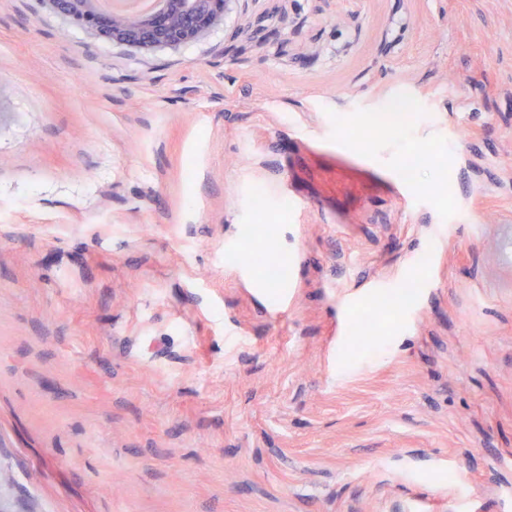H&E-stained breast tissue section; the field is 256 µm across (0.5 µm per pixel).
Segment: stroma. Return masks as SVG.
I'll return each mask as SVG.
<instances>
[{"mask_svg": "<svg viewBox=\"0 0 512 512\" xmlns=\"http://www.w3.org/2000/svg\"><path fill=\"white\" fill-rule=\"evenodd\" d=\"M417 502L512 512V0H234L151 50L0 0V512Z\"/></svg>", "mask_w": 512, "mask_h": 512, "instance_id": "35a3bbf8", "label": "stroma"}]
</instances>
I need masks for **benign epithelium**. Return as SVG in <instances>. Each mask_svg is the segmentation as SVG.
<instances>
[{
  "instance_id": "7a95c632",
  "label": "benign epithelium",
  "mask_w": 512,
  "mask_h": 512,
  "mask_svg": "<svg viewBox=\"0 0 512 512\" xmlns=\"http://www.w3.org/2000/svg\"><path fill=\"white\" fill-rule=\"evenodd\" d=\"M73 23L112 42L137 49L177 47L195 42L224 23L233 0H165L152 16L128 12L102 14L96 0H47Z\"/></svg>"
}]
</instances>
